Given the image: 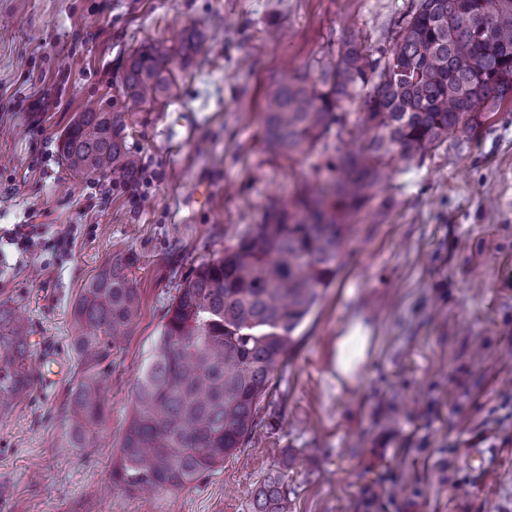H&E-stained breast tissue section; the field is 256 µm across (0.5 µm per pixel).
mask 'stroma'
<instances>
[{"instance_id": "35a3bbf8", "label": "stroma", "mask_w": 512, "mask_h": 512, "mask_svg": "<svg viewBox=\"0 0 512 512\" xmlns=\"http://www.w3.org/2000/svg\"><path fill=\"white\" fill-rule=\"evenodd\" d=\"M411 0H0V300L51 365L0 416V512H252L280 474L288 512H362L367 485L402 512H512V106L469 138L394 166L354 219L341 268L296 331L249 443L181 490L137 495L112 463L183 279L323 178V150L289 162L263 145V92L316 77L358 35L389 46ZM200 49L184 60L189 32ZM163 45L168 102L128 109V58ZM123 112L132 183L75 175L58 144L87 102ZM133 256L139 319L105 367L93 454L68 445L71 310L113 254ZM370 340L351 376L336 340ZM493 451L481 479L468 448Z\"/></svg>"}]
</instances>
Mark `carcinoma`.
Listing matches in <instances>:
<instances>
[{
  "instance_id": "1",
  "label": "carcinoma",
  "mask_w": 512,
  "mask_h": 512,
  "mask_svg": "<svg viewBox=\"0 0 512 512\" xmlns=\"http://www.w3.org/2000/svg\"><path fill=\"white\" fill-rule=\"evenodd\" d=\"M167 60L155 45L132 58L125 98L146 104L174 97ZM362 97L363 140L328 160L331 189L306 187L271 206L224 256L199 264L180 284L137 379L112 486L183 489L236 455L287 365L295 331L319 290L336 278L352 231L343 217L365 205L368 187L392 162L408 164L450 135L468 136L488 113L512 102V0H412L379 56L351 36L314 81L283 74L264 92L266 151L291 160L328 148L331 127L339 137L348 123L341 104ZM123 130L122 113L90 103L67 128L60 154L76 172L131 180L139 164ZM129 266L128 256H112L72 309L78 379L65 402L72 448L89 447L103 421L100 370L138 316ZM29 347V326L0 301V415L30 385ZM253 512H287L279 475L257 489Z\"/></svg>"
}]
</instances>
